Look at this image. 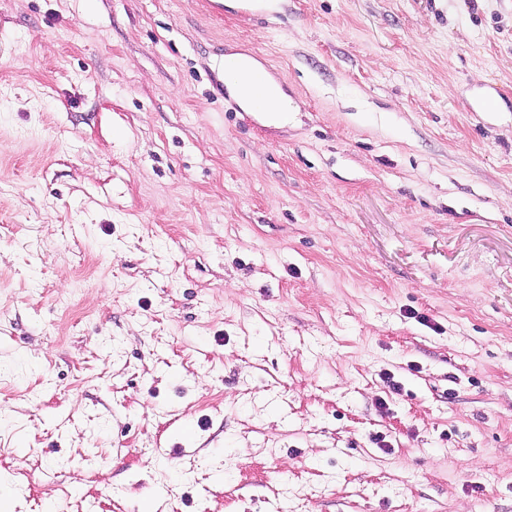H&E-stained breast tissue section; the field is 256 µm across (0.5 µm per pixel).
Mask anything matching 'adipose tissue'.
<instances>
[{"label": "adipose tissue", "mask_w": 512, "mask_h": 512, "mask_svg": "<svg viewBox=\"0 0 512 512\" xmlns=\"http://www.w3.org/2000/svg\"><path fill=\"white\" fill-rule=\"evenodd\" d=\"M237 63L252 85L251 90L245 91L240 82H233L231 90L241 106L251 112H260L266 124L286 125L295 110L292 101L254 60L241 57Z\"/></svg>", "instance_id": "obj_1"}]
</instances>
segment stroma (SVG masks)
Segmentation results:
<instances>
[{
  "mask_svg": "<svg viewBox=\"0 0 512 512\" xmlns=\"http://www.w3.org/2000/svg\"><path fill=\"white\" fill-rule=\"evenodd\" d=\"M223 2L0 0V512H512V0ZM231 61L240 66L254 88L262 91V95L258 96L250 91L242 90L243 85L237 80H232L233 84L227 83L237 96L241 106L250 112H261L263 122L268 125H287L291 113L296 111V107L288 96L254 60L242 57H233L228 61L224 59V70ZM232 62L228 64L230 69H234L236 66Z\"/></svg>",
  "mask_w": 512,
  "mask_h": 512,
  "instance_id": "35a3bbf8",
  "label": "stroma"
}]
</instances>
